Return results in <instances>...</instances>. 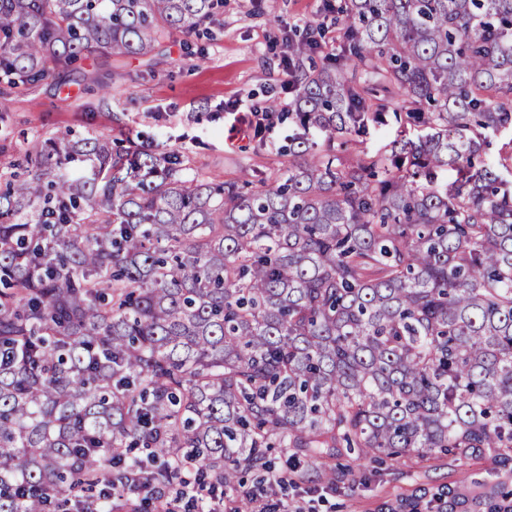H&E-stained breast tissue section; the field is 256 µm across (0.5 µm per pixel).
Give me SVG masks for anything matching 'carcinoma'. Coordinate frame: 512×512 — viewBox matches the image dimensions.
I'll list each match as a JSON object with an SVG mask.
<instances>
[{
    "instance_id": "1",
    "label": "carcinoma",
    "mask_w": 512,
    "mask_h": 512,
    "mask_svg": "<svg viewBox=\"0 0 512 512\" xmlns=\"http://www.w3.org/2000/svg\"><path fill=\"white\" fill-rule=\"evenodd\" d=\"M224 0H0V74L146 56ZM340 54L297 66L288 168L212 183L128 139L50 136L0 191V512H112L273 477L268 453L483 450L512 463V186L481 159L511 129L512 0H335ZM386 96L374 98V85ZM388 154L311 152L368 124ZM442 168L456 171L442 184ZM512 512V490L487 503Z\"/></svg>"
}]
</instances>
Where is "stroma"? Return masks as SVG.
<instances>
[{"instance_id":"obj_1","label":"stroma","mask_w":512,"mask_h":512,"mask_svg":"<svg viewBox=\"0 0 512 512\" xmlns=\"http://www.w3.org/2000/svg\"><path fill=\"white\" fill-rule=\"evenodd\" d=\"M331 28L335 19L321 0H224L210 34L183 47L171 39L144 58H111L99 66L87 58L65 74V84L44 81L0 96V172L34 136L92 137L118 144L133 138L146 148H165L184 159L187 176L235 182L242 174H271L288 163L285 147L298 133L288 118L296 91L286 83L288 37L308 26ZM276 101L284 118L272 131L247 126L250 111ZM400 132L396 121L369 126L366 134L330 141L317 131L314 152L342 159L389 153ZM276 471L302 473L300 483L267 488L269 502L302 512H430L432 493L446 490V512H484L479 495L512 488V465L499 466L485 452L466 459L436 453L364 462L354 477L337 466L329 483L307 458L272 450Z\"/></svg>"}]
</instances>
